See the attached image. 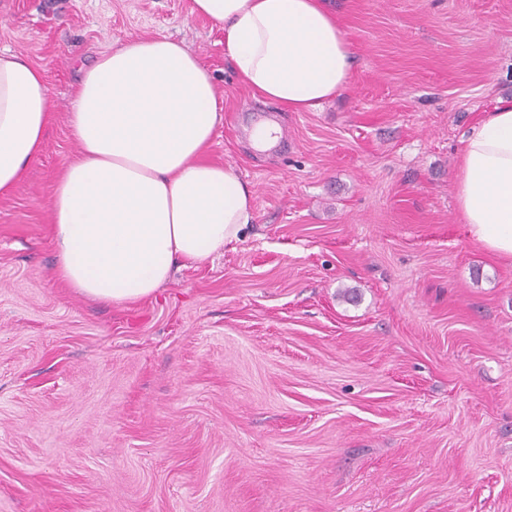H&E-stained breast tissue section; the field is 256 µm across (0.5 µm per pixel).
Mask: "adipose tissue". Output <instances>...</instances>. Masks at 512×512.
Masks as SVG:
<instances>
[{
  "instance_id": "1",
  "label": "adipose tissue",
  "mask_w": 512,
  "mask_h": 512,
  "mask_svg": "<svg viewBox=\"0 0 512 512\" xmlns=\"http://www.w3.org/2000/svg\"><path fill=\"white\" fill-rule=\"evenodd\" d=\"M193 4L223 29L240 80L261 99L309 112L344 89L351 50L325 0ZM52 113L41 69L0 51V196L41 153ZM221 120L209 72L181 41L134 37L82 64L69 112L79 157L51 201L56 277L124 304L237 240L254 196L232 166L204 158ZM457 169L462 223L512 259V103L470 129Z\"/></svg>"
}]
</instances>
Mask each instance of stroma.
Returning <instances> with one entry per match:
<instances>
[{
  "label": "stroma",
  "instance_id": "35a3bbf8",
  "mask_svg": "<svg viewBox=\"0 0 512 512\" xmlns=\"http://www.w3.org/2000/svg\"><path fill=\"white\" fill-rule=\"evenodd\" d=\"M328 6L348 84L283 112L192 0H0V50L55 104L0 197V512H512V260L455 198L465 135L512 102V0ZM136 36L208 68L206 158L248 183L256 220L112 305L54 275L50 202L78 157V66ZM260 116L289 131L266 154Z\"/></svg>",
  "mask_w": 512,
  "mask_h": 512
}]
</instances>
